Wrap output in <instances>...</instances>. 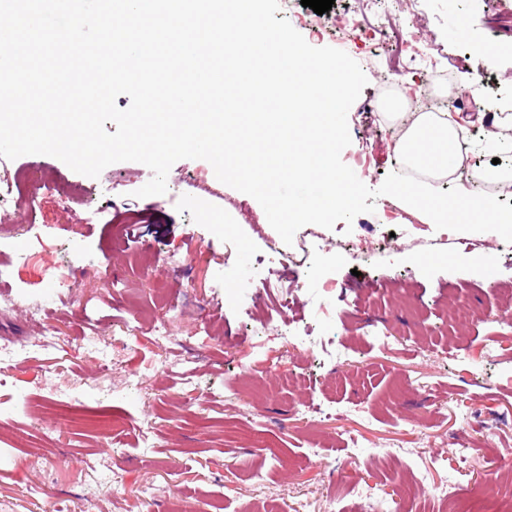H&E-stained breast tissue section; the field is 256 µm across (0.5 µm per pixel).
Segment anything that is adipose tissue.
I'll return each instance as SVG.
<instances>
[{"label":"adipose tissue","mask_w":512,"mask_h":512,"mask_svg":"<svg viewBox=\"0 0 512 512\" xmlns=\"http://www.w3.org/2000/svg\"><path fill=\"white\" fill-rule=\"evenodd\" d=\"M467 128L433 112L414 116L409 133L396 142V153L428 172H458L467 152Z\"/></svg>","instance_id":"1"}]
</instances>
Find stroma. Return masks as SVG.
<instances>
[{
    "instance_id": "35a3bbf8",
    "label": "stroma",
    "mask_w": 512,
    "mask_h": 512,
    "mask_svg": "<svg viewBox=\"0 0 512 512\" xmlns=\"http://www.w3.org/2000/svg\"><path fill=\"white\" fill-rule=\"evenodd\" d=\"M379 10L417 36L423 54L405 72L350 30L364 0L320 15L280 4V17H304L310 45L343 50L368 78L342 161L378 188L404 169L398 102L373 109L383 92L426 86L439 104L448 85L472 83L476 105L447 112L469 123L464 173L486 192L480 136L512 141V10ZM482 43L494 52L476 53ZM8 171L24 181L0 215V266L13 270L0 280V512H448L431 491L447 482L462 512H512V252L499 234L438 230L382 196L353 224L320 229L298 268L271 252L260 204L205 160L177 161L167 193L146 198L135 192L152 172L138 162L90 178L25 155ZM347 239L355 251L337 256ZM475 240L492 265L468 251ZM368 242L380 251L365 258ZM265 276L295 283L286 312L257 288ZM47 332L52 347L38 346Z\"/></svg>"
}]
</instances>
